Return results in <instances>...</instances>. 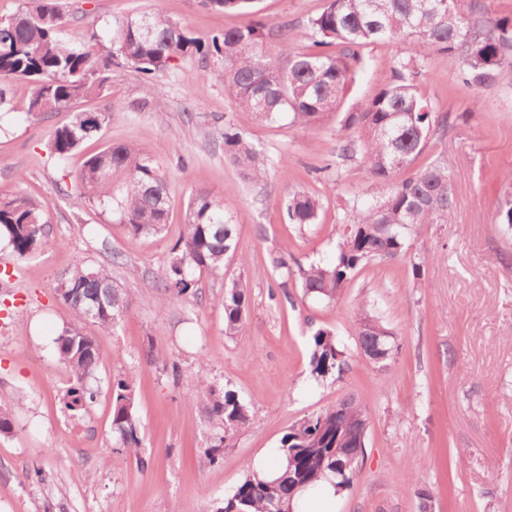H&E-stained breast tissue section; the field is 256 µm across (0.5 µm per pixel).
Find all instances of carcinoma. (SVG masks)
Returning <instances> with one entry per match:
<instances>
[{
    "mask_svg": "<svg viewBox=\"0 0 512 512\" xmlns=\"http://www.w3.org/2000/svg\"><path fill=\"white\" fill-rule=\"evenodd\" d=\"M224 12L248 16L234 29L207 40L190 35L159 13L127 16L115 21L109 38L92 44L65 38L67 16L61 0H26L15 14L0 18V112L9 109L5 81L23 78L31 83L27 115L41 118L63 112L73 102L104 92L112 68L130 65L153 80L184 57H212L220 64L219 78L236 105L260 122H273L284 113L293 121L318 122L339 111L357 74L364 69V47L385 40L408 45L398 59L391 82L373 97L343 113L336 133V163L360 159L362 174L379 192L370 200L345 202V228L330 265L315 263L299 269L308 294L336 299L354 274L372 261L401 257L417 228L453 222L454 193L449 178L451 160L445 153L426 167L414 164L433 139L443 138L450 116L439 113L419 88L428 72L416 46L457 61L465 83L475 89L512 74V13L489 18L462 0H325L321 12L304 30L272 26L253 18V0H203ZM305 37L309 49L278 62L285 39ZM104 112H77L71 122L53 131L48 149L57 163L86 140L97 137ZM224 154L254 183L265 180L271 160L250 144L231 124L224 126ZM76 206L94 205L118 215L134 236L161 233L168 223L167 183L161 164L149 153L125 143H112L87 159L76 176ZM226 197L198 192L188 205L185 231L175 257L160 276L156 303L196 296L197 275L224 274V259L235 255L234 227L227 217ZM319 199L304 192L288 198L291 224H314ZM24 258L53 245L48 220L32 198L0 194V240ZM56 297L73 311V321L55 339L58 360L69 369L74 385L67 390L70 408L87 407L96 391L86 385L100 361L97 338L85 331L93 324L105 335L130 311V299L104 268L91 269L78 259L55 288ZM216 303L224 310V334L243 335L248 328L247 289L236 279ZM361 350L380 349L381 364L393 357V333L367 310L356 328ZM342 351L330 331L311 335V374L325 377L342 370ZM209 418L221 430L214 451L227 446L249 422V408L235 391L219 389L207 379L198 382ZM112 432L118 450L147 466L141 457V425L135 409L133 377L118 374L111 384ZM365 406L344 399L291 427L276 455L285 468L275 479L251 470L220 512H293L296 492L313 495L320 478L333 485L351 484L360 435L367 433Z\"/></svg>",
    "mask_w": 512,
    "mask_h": 512,
    "instance_id": "carcinoma-1",
    "label": "carcinoma"
}]
</instances>
